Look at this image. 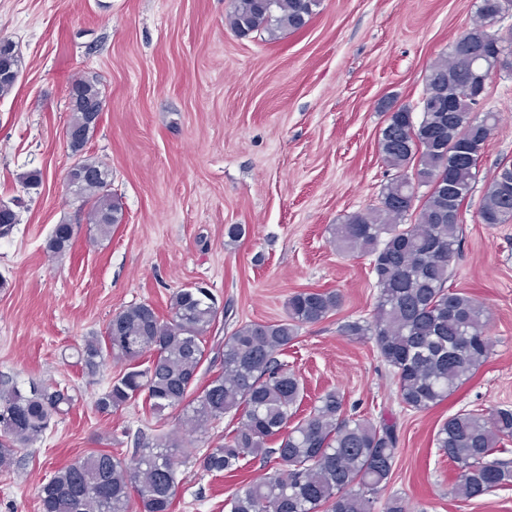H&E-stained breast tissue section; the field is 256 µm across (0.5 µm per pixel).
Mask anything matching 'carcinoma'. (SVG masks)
Returning a JSON list of instances; mask_svg holds the SVG:
<instances>
[{
  "instance_id": "1",
  "label": "carcinoma",
  "mask_w": 512,
  "mask_h": 512,
  "mask_svg": "<svg viewBox=\"0 0 512 512\" xmlns=\"http://www.w3.org/2000/svg\"><path fill=\"white\" fill-rule=\"evenodd\" d=\"M501 0H479L469 27L433 62L415 109L389 114L380 129L378 149L384 165L396 171L378 204L351 213L329 228L331 246L370 258L378 295L373 319L344 324L351 340L373 341L391 368L400 403L426 412L464 386L486 363L492 343L490 314L467 291L451 283L463 236L462 211L469 203L485 145L499 120L493 111L475 112L469 94L471 47L489 37L485 29ZM320 0H231L225 22L248 35L270 37L303 28ZM21 67L13 43L0 39V97ZM71 118L67 128L80 134L69 143L76 159L73 176L93 240L112 236L124 214L111 187L100 180L112 173L84 155L97 125L90 115L104 109L99 81L77 77L69 87ZM497 164L488 179L478 214L484 224L512 222V183ZM18 213L0 203V238L9 236ZM75 238L71 224H57L46 253L60 256ZM342 296L335 290L308 289L289 298L284 319L250 321L224 337L214 353L207 334L224 314L209 289L190 285L170 295L169 315L161 318L149 303H134L112 315L103 335L88 336L77 350V364L94 375L115 357L147 365L131 366L112 378L96 399L110 413L139 399L156 417L176 414L177 430L143 437L132 459L99 450L55 470L40 492L41 512H173L180 467L191 461L202 471L241 475L243 462L259 459L272 473L242 481L226 503L229 512H409L405 499L380 501L391 479L399 444L396 422L382 416L348 417L335 389L317 397L299 415L304 399L300 377L276 354L298 337L301 326L335 313ZM73 397L37 381L0 386V471L15 463L18 449L42 440L53 419L64 414ZM237 417L224 442L197 455L194 434ZM512 440V409L486 413L461 410L437 429L434 441L457 470L454 498L468 502L512 486V460L502 455Z\"/></svg>"
}]
</instances>
